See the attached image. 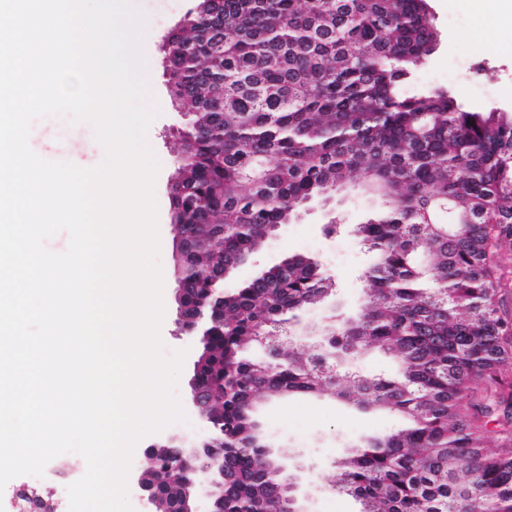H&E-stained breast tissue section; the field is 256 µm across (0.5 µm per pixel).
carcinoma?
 <instances>
[{"label":"carcinoma","instance_id":"cac0c4a2","mask_svg":"<svg viewBox=\"0 0 512 512\" xmlns=\"http://www.w3.org/2000/svg\"><path fill=\"white\" fill-rule=\"evenodd\" d=\"M438 40L428 0H203L166 46L188 114L172 220L196 240L173 273L209 314L193 371L224 433V512H266L285 486L299 510L254 403L325 392L405 422L338 462L334 486L362 512H512V118L404 90ZM351 184L382 207L355 229L375 261L359 313L324 327L333 361L244 359L335 282L312 257L231 288L218 271ZM373 348L395 372L341 385L335 366ZM184 482L167 468L164 512Z\"/></svg>","mask_w":512,"mask_h":512}]
</instances>
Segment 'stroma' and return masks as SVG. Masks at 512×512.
Here are the masks:
<instances>
[{"instance_id":"stroma-1","label":"stroma","mask_w":512,"mask_h":512,"mask_svg":"<svg viewBox=\"0 0 512 512\" xmlns=\"http://www.w3.org/2000/svg\"><path fill=\"white\" fill-rule=\"evenodd\" d=\"M138 4L145 14L140 49L152 71L150 95L156 108L146 138L160 164L155 197L164 273L161 338L162 352L169 356L189 346L187 339L177 333L178 305L172 275L174 238L169 220L170 186L178 166V132L184 118L170 96L162 45L165 36L183 24L195 0H138ZM430 6L440 41L434 53L416 69L410 91L442 87L465 107L512 114V43L504 40L497 49L486 47L479 33L488 18L475 0H430ZM29 144L36 154L51 161L93 167L104 156L92 125L72 122L66 116L36 120ZM379 206L378 200L351 188L336 205L306 207L296 223L281 227L266 247L234 273V281L246 280L258 269L290 255L306 254L316 258L332 276L342 310H356L363 300L364 275L372 257L361 247L353 229L365 223ZM332 222L340 224V231L326 232V225ZM328 313L325 306L299 312L296 319L282 326L274 343L251 345L247 358L270 362L275 355L283 356L291 350L308 356L320 353ZM256 417L275 445L288 448L286 469L295 478L305 512H361L359 501L331 490L329 480L336 462L346 448L399 424L391 413L364 411L327 397L261 399L256 404ZM71 462L68 453L50 461L37 486L28 475L10 480L0 491V512H15L20 491L30 488L56 498L58 487L72 482Z\"/></svg>"}]
</instances>
